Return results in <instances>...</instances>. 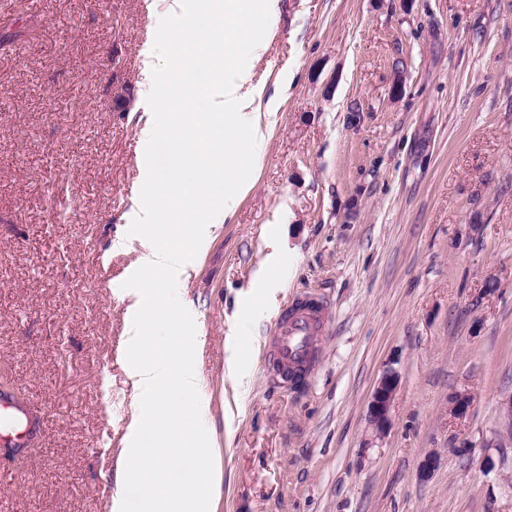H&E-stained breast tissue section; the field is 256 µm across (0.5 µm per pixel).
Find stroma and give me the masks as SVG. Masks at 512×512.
I'll return each mask as SVG.
<instances>
[{
    "label": "stroma",
    "mask_w": 512,
    "mask_h": 512,
    "mask_svg": "<svg viewBox=\"0 0 512 512\" xmlns=\"http://www.w3.org/2000/svg\"><path fill=\"white\" fill-rule=\"evenodd\" d=\"M179 8L0 0V392L36 417L28 447L0 445V512H110L140 412L122 287L139 134ZM269 27L246 68L286 92L178 290L215 512H512V0H277ZM308 293L329 307L320 363L287 390L264 348ZM389 368L380 435L367 405ZM399 375L392 368L386 369L379 378L368 404L367 417L378 434H383L390 424V416Z\"/></svg>",
    "instance_id": "obj_1"
}]
</instances>
